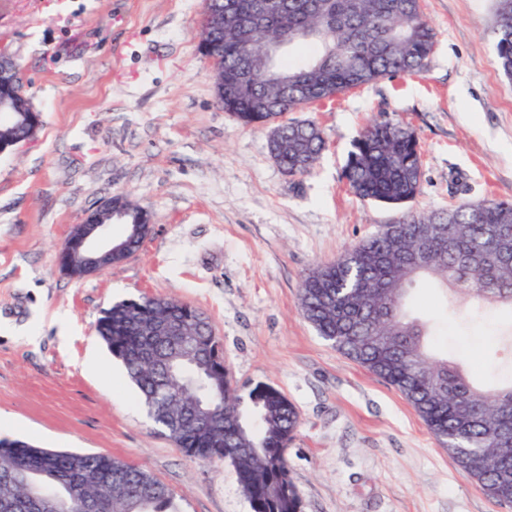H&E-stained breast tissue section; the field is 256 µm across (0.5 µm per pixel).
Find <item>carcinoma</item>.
I'll use <instances>...</instances> for the list:
<instances>
[{"label": "carcinoma", "instance_id": "obj_1", "mask_svg": "<svg viewBox=\"0 0 512 512\" xmlns=\"http://www.w3.org/2000/svg\"><path fill=\"white\" fill-rule=\"evenodd\" d=\"M282 0L261 41L288 37L276 61L302 85H270L241 78V45L234 19L243 0H224V26L205 17L201 41L219 46L214 79L224 83L219 104L240 124L278 133L274 159L291 176L309 174L325 139L313 123L285 121L288 112L331 99L349 89L399 73H421L435 32L420 0ZM493 22L498 66L512 80V0H497ZM306 44L310 58L291 59ZM415 134L399 122L375 120L354 140L344 177L364 200L402 207L419 192L421 163ZM127 229L143 220L142 209L117 196ZM420 281L459 298L512 311V203L475 202L442 212H402L393 224L335 260L309 271L300 307L319 335L395 387L430 433L498 502L512 505V357L494 380L476 377L461 357L433 350L429 322L409 308ZM194 327L191 348L172 337L150 363L138 357L159 319ZM96 333L123 364L147 412L161 432L189 458L233 467L252 512H302L285 449L300 423L295 405L279 389L257 384L244 396L229 374L210 360L218 337L200 309L171 299L119 301L104 310ZM219 414L206 431L192 422L205 400ZM57 512H182L173 491L149 471L112 456L44 448L24 440L0 447V512H41L43 500Z\"/></svg>", "mask_w": 512, "mask_h": 512}]
</instances>
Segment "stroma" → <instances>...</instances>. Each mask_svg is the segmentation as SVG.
Here are the masks:
<instances>
[{
  "label": "stroma",
  "mask_w": 512,
  "mask_h": 512,
  "mask_svg": "<svg viewBox=\"0 0 512 512\" xmlns=\"http://www.w3.org/2000/svg\"><path fill=\"white\" fill-rule=\"evenodd\" d=\"M421 7L436 32L425 71L290 113L326 140L313 172L292 177L271 157L268 130L217 105L199 50L202 0H0V51L20 62L42 118L33 144L0 154V438L143 467L183 512H252L229 464L191 461L160 432L95 333L112 303L167 298L207 314L240 392L269 384L296 406L286 456L303 512H512L300 308L312 268L400 215L343 176L370 121L418 138L421 190L405 209L512 201V81L490 36L495 0ZM115 194L148 212L152 233L102 274H63L58 249ZM415 304L432 314L440 349L486 372L503 358L500 313L448 316L424 287Z\"/></svg>",
  "instance_id": "1"
}]
</instances>
